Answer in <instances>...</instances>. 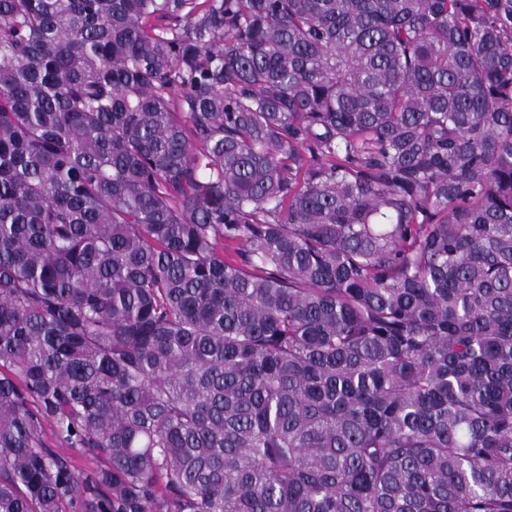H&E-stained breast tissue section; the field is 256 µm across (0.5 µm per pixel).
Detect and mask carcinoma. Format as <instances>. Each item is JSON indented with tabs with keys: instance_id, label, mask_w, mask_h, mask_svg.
Masks as SVG:
<instances>
[{
	"instance_id": "cac0c4a2",
	"label": "carcinoma",
	"mask_w": 512,
	"mask_h": 512,
	"mask_svg": "<svg viewBox=\"0 0 512 512\" xmlns=\"http://www.w3.org/2000/svg\"><path fill=\"white\" fill-rule=\"evenodd\" d=\"M0 512H512V0H0Z\"/></svg>"
}]
</instances>
